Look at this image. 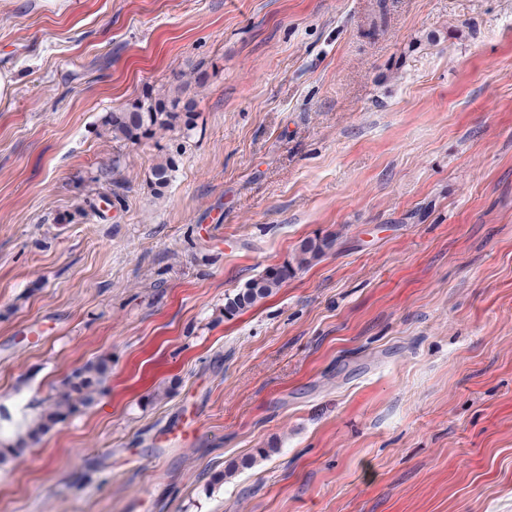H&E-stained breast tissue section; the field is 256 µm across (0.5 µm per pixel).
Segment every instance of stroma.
I'll return each mask as SVG.
<instances>
[{
	"label": "stroma",
	"instance_id": "stroma-1",
	"mask_svg": "<svg viewBox=\"0 0 512 512\" xmlns=\"http://www.w3.org/2000/svg\"><path fill=\"white\" fill-rule=\"evenodd\" d=\"M0 73V405L112 362L0 512H512V0H0ZM163 99L153 96V92L146 91L143 99L110 112L105 120L106 130L112 134L113 139H121L131 143L143 139L153 138L162 131H169L183 124L189 131L194 128V115L192 100L184 104L185 112H175L181 102L180 94ZM174 168L175 160L169 153L163 155L153 166L151 170L150 184L156 193L161 192V189L166 188L169 185ZM335 239L331 237L307 239L299 247L296 255V267L302 269L333 248ZM295 272L292 265L271 267L258 278L249 281L245 288L227 297L224 304L225 315H234L246 310L256 303L272 295Z\"/></svg>",
	"mask_w": 512,
	"mask_h": 512
}]
</instances>
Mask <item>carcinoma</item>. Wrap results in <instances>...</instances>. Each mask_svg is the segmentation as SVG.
<instances>
[{
    "instance_id": "obj_1",
    "label": "carcinoma",
    "mask_w": 512,
    "mask_h": 512,
    "mask_svg": "<svg viewBox=\"0 0 512 512\" xmlns=\"http://www.w3.org/2000/svg\"><path fill=\"white\" fill-rule=\"evenodd\" d=\"M179 103L181 97L178 94L166 100L148 90L144 98L109 113L104 120V126L112 134V138L131 143L150 139L180 124L189 131L194 128V103L191 100L185 103L182 112L177 111ZM174 168L175 160L169 153L163 155L153 166L150 184L155 192L159 193L169 185ZM334 243L335 239L331 237L305 240L296 255V266L288 264L267 269L262 275L249 281L245 288L226 298L224 314L232 316L269 297L294 274L295 269L309 266L331 250ZM110 369L109 360L99 358L75 368L66 375L55 393L46 400L37 418L19 425L22 432L16 433L13 439L0 432V464L8 459L15 460L23 456L24 438H35L54 425L92 406L104 391Z\"/></svg>"
}]
</instances>
